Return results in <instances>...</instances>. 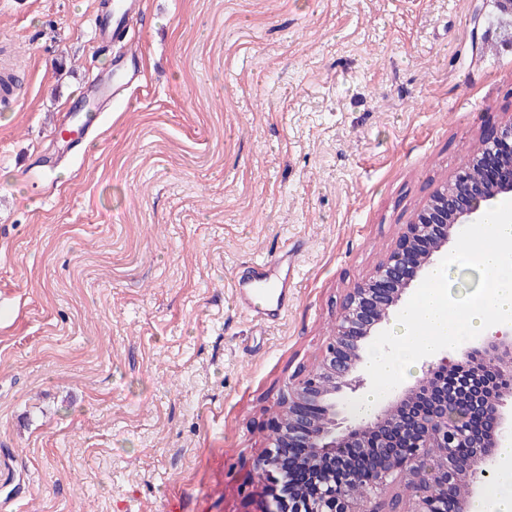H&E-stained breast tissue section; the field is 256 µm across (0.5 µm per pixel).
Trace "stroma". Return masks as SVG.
<instances>
[{"instance_id":"obj_1","label":"stroma","mask_w":512,"mask_h":512,"mask_svg":"<svg viewBox=\"0 0 512 512\" xmlns=\"http://www.w3.org/2000/svg\"><path fill=\"white\" fill-rule=\"evenodd\" d=\"M98 0H0V512H264L346 292L512 113L504 0H146L142 87L52 136ZM287 257L288 308L234 285ZM102 120V107H97L92 114L89 112H70L60 116L59 124L54 128L58 130L56 136L62 135L64 126H75L80 132V139L85 138L88 133L97 128Z\"/></svg>"}]
</instances>
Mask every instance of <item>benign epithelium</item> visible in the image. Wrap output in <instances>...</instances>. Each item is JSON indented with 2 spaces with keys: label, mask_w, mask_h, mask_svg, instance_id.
Listing matches in <instances>:
<instances>
[{
  "label": "benign epithelium",
  "mask_w": 512,
  "mask_h": 512,
  "mask_svg": "<svg viewBox=\"0 0 512 512\" xmlns=\"http://www.w3.org/2000/svg\"><path fill=\"white\" fill-rule=\"evenodd\" d=\"M492 159L499 178L472 183L466 170L439 187L406 225L373 273L347 292L336 330L319 364L284 382L268 449L258 461L273 482L297 499L294 512H470L474 488L486 487L497 468L496 449L512 441V333L473 340L460 353H439L414 385L394 389L369 416L348 401L371 389L357 374L370 339L380 333L403 295L434 264L454 235L475 216L479 203L512 195V115L484 136L472 161ZM483 370L497 385L475 382L454 390L446 377L465 366ZM302 448L290 467L281 449ZM336 457V474L319 465ZM375 460L369 488H361V464ZM431 463L434 486L419 489L421 466Z\"/></svg>",
  "instance_id": "7a95c632"
}]
</instances>
